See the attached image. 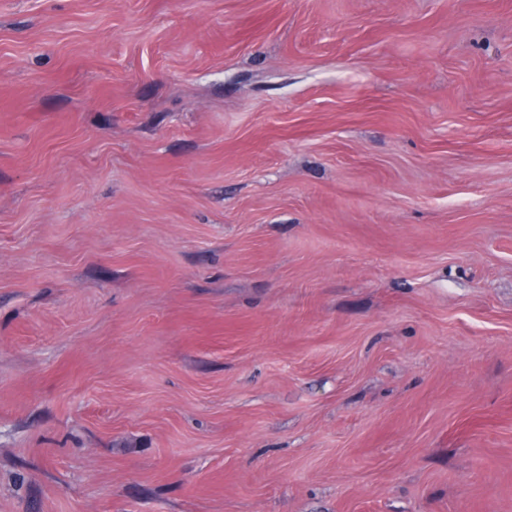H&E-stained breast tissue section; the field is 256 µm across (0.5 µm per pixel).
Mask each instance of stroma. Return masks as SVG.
<instances>
[{"instance_id":"35a3bbf8","label":"stroma","mask_w":512,"mask_h":512,"mask_svg":"<svg viewBox=\"0 0 512 512\" xmlns=\"http://www.w3.org/2000/svg\"><path fill=\"white\" fill-rule=\"evenodd\" d=\"M0 512H512V0H0Z\"/></svg>"}]
</instances>
